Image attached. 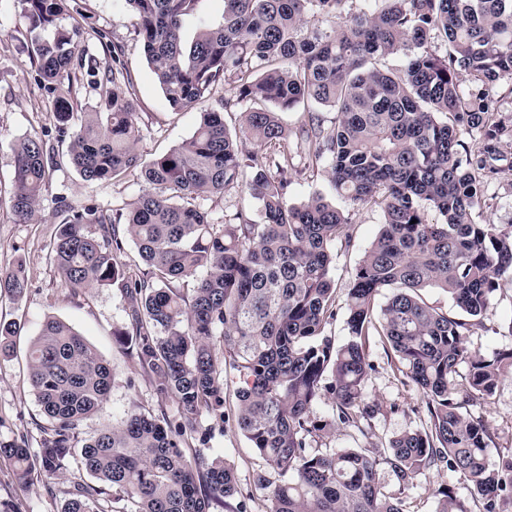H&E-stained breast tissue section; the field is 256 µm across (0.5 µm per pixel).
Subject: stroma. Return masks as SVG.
I'll return each instance as SVG.
<instances>
[{
  "label": "stroma",
  "mask_w": 512,
  "mask_h": 512,
  "mask_svg": "<svg viewBox=\"0 0 512 512\" xmlns=\"http://www.w3.org/2000/svg\"><path fill=\"white\" fill-rule=\"evenodd\" d=\"M138 26V16L126 0H66L57 19L58 29L74 34L79 52L93 57L100 71H111L112 47H122L138 113L137 151L142 160L150 161L189 139L201 120L202 109L175 110L169 106L146 62ZM59 97L73 102L75 118L81 121L99 111L102 91L83 78L73 85L58 87L56 92L47 91L20 0H0V269L22 264L28 279L20 299H0V315L21 326L16 357L0 362V438L6 440L24 438L36 442L41 429L49 425L26 382L25 354L30 341L50 317L65 321L79 332L112 373L104 410L80 424L81 437L94 436L102 425L119 424L134 409L171 420L177 415L175 399L157 395L151 376L132 355L130 340L124 335L128 304L120 287L92 288L72 295L50 261L48 246L58 227L56 211L60 203L78 210L94 205L115 220L127 216L143 191L134 171L94 184L82 180L70 160L68 140L55 136L52 112ZM27 136L46 137L54 154L37 215L30 221L21 220L10 203L14 192L13 147ZM317 193L348 214L353 224L352 243L347 248L336 247L333 268L337 316L327 333L341 344L348 336L345 295L356 266L379 233L383 214L377 207L353 206L336 196L323 161L292 174L288 200L298 204ZM484 199L483 219L504 230L512 228V175L488 183ZM467 341L473 350L489 359L512 349V281H503L492 295L487 311L472 327ZM369 354L375 370L365 392L382 404L383 412L374 420L368 435L353 436L340 429L323 439V447L366 448L377 453L396 434L419 422L416 411L422 406V396L412 382L401 381L393 374L380 337L371 338ZM470 410L482 415L495 432L491 460L511 453L512 375L504 378L493 395L474 403ZM211 425L210 434L191 440L187 454L221 455L234 461L242 495L252 498L255 506H262L263 493L253 482L254 471L263 466L262 459L233 424L224 425L215 419ZM87 480V475L69 473L26 488L15 481L9 467L0 464V500L16 503L21 512H61L75 484Z\"/></svg>",
  "instance_id": "stroma-1"
}]
</instances>
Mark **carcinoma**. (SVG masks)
Returning a JSON list of instances; mask_svg holds the SVG:
<instances>
[{"label":"carcinoma","mask_w":512,"mask_h":512,"mask_svg":"<svg viewBox=\"0 0 512 512\" xmlns=\"http://www.w3.org/2000/svg\"><path fill=\"white\" fill-rule=\"evenodd\" d=\"M21 2L45 88L72 81L79 68L105 90L92 119L73 124L66 98L52 113L82 179L91 184L137 168L144 185L122 225L95 206L61 207L50 257L75 295L120 286L133 354L156 393L177 401L179 420L132 410L120 425L80 438L79 424L107 402L111 371L68 323L49 318L26 362L50 428L36 451L25 440L0 439V461L17 482L30 487L62 475L75 460L97 483L77 484L61 512H106L109 490L135 512L231 507L241 495L237 467L221 455L182 451L205 417L225 420L227 366L236 378L237 428L265 462L254 484L267 491L266 512H410L408 492L429 472L456 474L469 487L464 497L440 483L435 512H505L512 454L491 464L494 433L465 408L512 372V352L489 360L467 346L473 321L512 276V230L474 220L484 184L512 172L501 151L512 126L493 120V90L512 80V0H372L371 10L357 14L347 10L351 0H223L221 19L203 23L187 51L182 25L200 0H126L172 108L203 104L221 81L224 109L249 104L237 130L226 128L224 113L206 111L188 140L148 162L135 150L139 127L121 49L112 47V73L102 74L57 29L63 0ZM318 16L334 28H303ZM398 54L400 67L378 66ZM465 75L474 84L467 91ZM305 103L335 110L336 125L326 128L310 112L288 134L281 113ZM248 142L256 150L245 151ZM300 154L329 160L337 196L383 212L347 293L348 338L340 346L327 335L336 319L333 248L350 245L352 224L320 194L288 202ZM52 167L42 138L15 144L11 207L20 218L34 217ZM233 188L257 204L259 216L239 210L216 224L196 204ZM124 235L147 267L140 275L119 259ZM25 287L22 267L0 273V297L19 299ZM424 288L448 293L466 318L426 304ZM17 332L15 320L0 317V361L14 354ZM374 334L389 345L393 372L420 391L424 421L379 455L324 450V435L363 434L382 412L365 395ZM324 398L331 410L319 417L315 405ZM387 473L398 484L393 494Z\"/></svg>","instance_id":"cac0c4a2"}]
</instances>
